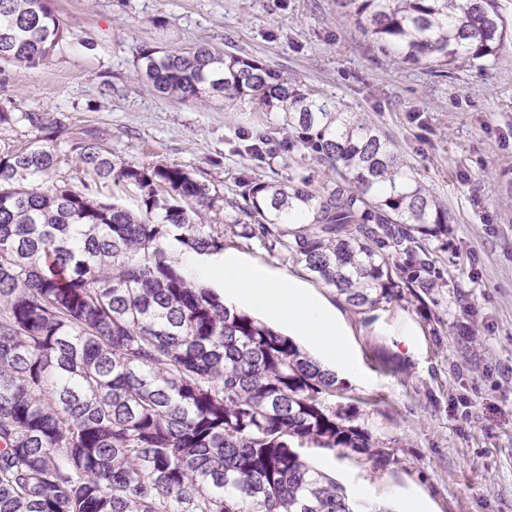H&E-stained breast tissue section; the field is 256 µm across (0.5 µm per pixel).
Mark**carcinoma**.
<instances>
[{"label": "carcinoma", "instance_id": "1", "mask_svg": "<svg viewBox=\"0 0 512 512\" xmlns=\"http://www.w3.org/2000/svg\"><path fill=\"white\" fill-rule=\"evenodd\" d=\"M342 2L407 64L488 60L508 37L497 0ZM66 40L53 0H0V59L44 62ZM136 65L163 95L283 113L337 173L317 189L243 177L242 201L227 200L249 219L240 237L269 241L360 313L435 287L429 247L448 210L366 118L207 46L142 45ZM18 124L26 143L0 144V512H357L301 455L312 444L391 462L356 405L331 402L344 382L173 257L224 251V229L196 222L214 184L118 163L92 130L0 109V128ZM67 154L94 183L134 190L138 210L86 183L38 184Z\"/></svg>", "mask_w": 512, "mask_h": 512}]
</instances>
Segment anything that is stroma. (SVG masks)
Wrapping results in <instances>:
<instances>
[{
  "label": "stroma",
  "mask_w": 512,
  "mask_h": 512,
  "mask_svg": "<svg viewBox=\"0 0 512 512\" xmlns=\"http://www.w3.org/2000/svg\"><path fill=\"white\" fill-rule=\"evenodd\" d=\"M69 31L48 61L0 60V108L39 112L69 131L96 129L114 159L180 164L239 197L243 175L268 181L334 173L296 146L278 112L228 98L180 100L137 74L135 49L207 45L249 56L386 134L448 209L431 245L435 288L360 313L334 288L259 239L223 206L224 251L295 280L336 310L355 362L337 404L388 443L392 462L308 446L361 512H512V41L490 61L409 65L367 36L341 0H54ZM263 133V158L244 133Z\"/></svg>",
  "instance_id": "1"
}]
</instances>
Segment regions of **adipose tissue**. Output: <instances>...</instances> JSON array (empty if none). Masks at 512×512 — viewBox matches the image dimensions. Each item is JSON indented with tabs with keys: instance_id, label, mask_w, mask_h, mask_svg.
Here are the masks:
<instances>
[{
	"instance_id": "ef3b65f1",
	"label": "adipose tissue",
	"mask_w": 512,
	"mask_h": 512,
	"mask_svg": "<svg viewBox=\"0 0 512 512\" xmlns=\"http://www.w3.org/2000/svg\"><path fill=\"white\" fill-rule=\"evenodd\" d=\"M177 258L189 279L220 287L227 306L249 307L304 336L322 354L327 368L351 367L335 316L304 289L270 276L261 266H245L230 256L206 258L181 251Z\"/></svg>"
}]
</instances>
